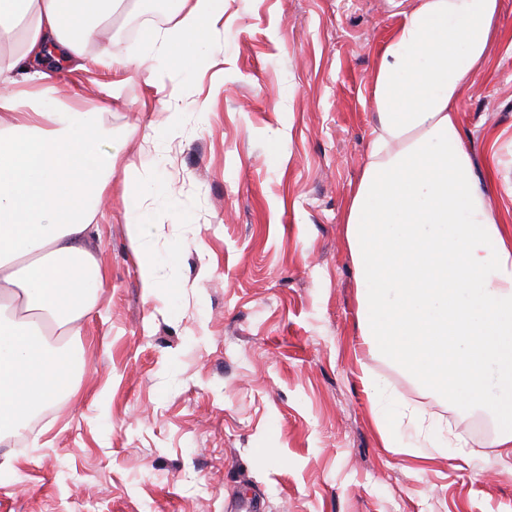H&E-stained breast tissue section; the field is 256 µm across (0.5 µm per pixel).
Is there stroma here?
Instances as JSON below:
<instances>
[{"label":"stroma","instance_id":"stroma-1","mask_svg":"<svg viewBox=\"0 0 512 512\" xmlns=\"http://www.w3.org/2000/svg\"><path fill=\"white\" fill-rule=\"evenodd\" d=\"M411 0H224L212 63L177 87V137L144 143L154 91L120 79L114 135L130 142L91 243L104 306L74 337L77 394L36 419L0 512H512V460L477 444L462 411L359 334L343 216L376 123L377 52ZM464 94L460 122L484 174L512 157V0ZM169 187L143 206L163 237L124 222V165ZM174 252L153 297L140 248ZM447 421L461 445L422 455L410 430L384 447L364 382Z\"/></svg>","mask_w":512,"mask_h":512}]
</instances>
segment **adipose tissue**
Listing matches in <instances>:
<instances>
[{"label": "adipose tissue", "instance_id": "obj_1", "mask_svg": "<svg viewBox=\"0 0 512 512\" xmlns=\"http://www.w3.org/2000/svg\"><path fill=\"white\" fill-rule=\"evenodd\" d=\"M127 0H0V441L32 432L72 397L84 367L67 339L102 303L89 242L105 215L118 149L112 108L85 106L50 67L135 73L161 94L175 133L177 89L164 74L207 54L224 0H173L176 23L141 52L117 49ZM501 0H414L378 52L377 123L344 216L356 269L358 328L457 406L482 401L490 445L512 458V221L474 174L459 111L483 71ZM154 187L125 177V222L145 238Z\"/></svg>", "mask_w": 512, "mask_h": 512}]
</instances>
